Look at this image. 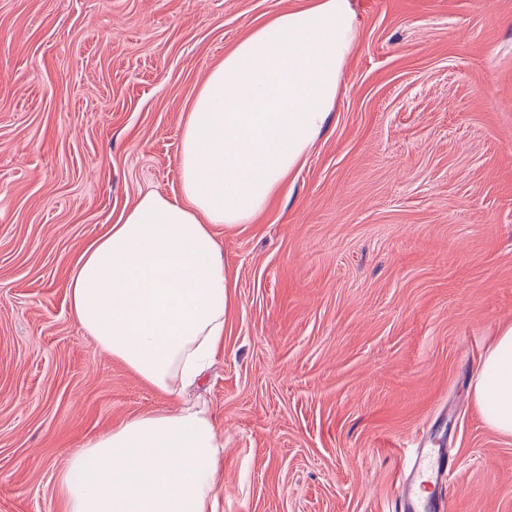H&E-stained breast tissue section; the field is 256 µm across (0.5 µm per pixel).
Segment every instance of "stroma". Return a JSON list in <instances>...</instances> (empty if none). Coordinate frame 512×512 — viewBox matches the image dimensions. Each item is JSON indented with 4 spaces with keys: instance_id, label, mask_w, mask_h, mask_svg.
Listing matches in <instances>:
<instances>
[{
    "instance_id": "stroma-1",
    "label": "stroma",
    "mask_w": 512,
    "mask_h": 512,
    "mask_svg": "<svg viewBox=\"0 0 512 512\" xmlns=\"http://www.w3.org/2000/svg\"><path fill=\"white\" fill-rule=\"evenodd\" d=\"M305 0H0V512L144 413L207 407L220 512H394L414 441L454 456L449 512H512V437L471 386L512 324V0H355L329 129L254 223L224 347L181 395L69 311L83 250L152 189L253 27Z\"/></svg>"
}]
</instances>
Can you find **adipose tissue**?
Returning a JSON list of instances; mask_svg holds the SVG:
<instances>
[{"mask_svg": "<svg viewBox=\"0 0 512 512\" xmlns=\"http://www.w3.org/2000/svg\"><path fill=\"white\" fill-rule=\"evenodd\" d=\"M351 0H310L250 31L209 74L182 127L181 200L140 195L76 262L69 308L103 350L176 395L224 344L236 279L214 225L253 223L325 130L360 38ZM473 399L512 436V325ZM224 434L204 408L129 418L72 452L67 512H216Z\"/></svg>", "mask_w": 512, "mask_h": 512, "instance_id": "1", "label": "adipose tissue"}]
</instances>
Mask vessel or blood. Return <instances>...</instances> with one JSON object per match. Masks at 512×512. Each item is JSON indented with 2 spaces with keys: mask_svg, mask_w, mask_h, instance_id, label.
Instances as JSON below:
<instances>
[{
  "mask_svg": "<svg viewBox=\"0 0 512 512\" xmlns=\"http://www.w3.org/2000/svg\"><path fill=\"white\" fill-rule=\"evenodd\" d=\"M448 474L447 449H422L411 464L409 476L397 486L400 512H445L446 504L436 490L446 484Z\"/></svg>",
  "mask_w": 512,
  "mask_h": 512,
  "instance_id": "1",
  "label": "vessel or blood"
}]
</instances>
